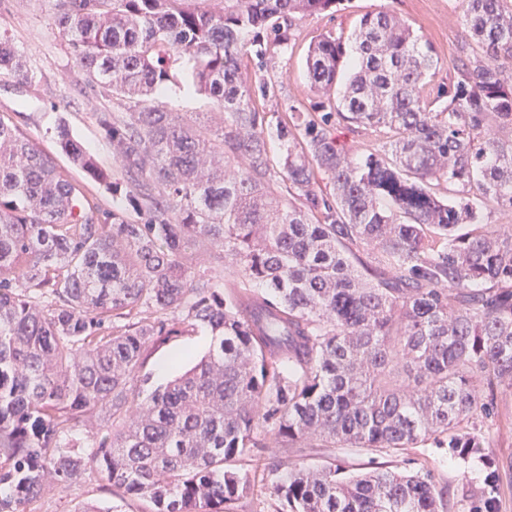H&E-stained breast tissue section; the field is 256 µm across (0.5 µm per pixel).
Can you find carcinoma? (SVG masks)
<instances>
[{"label":"carcinoma","mask_w":512,"mask_h":512,"mask_svg":"<svg viewBox=\"0 0 512 512\" xmlns=\"http://www.w3.org/2000/svg\"><path fill=\"white\" fill-rule=\"evenodd\" d=\"M219 2V9L210 4ZM341 0H56L57 29L100 112L114 181L66 122L72 165L117 192L104 211L0 115V512H30L46 479L94 473L120 504L76 512H235L257 475L237 466L273 430L285 448L397 451L431 443L481 463L467 512H497L484 422L512 389V0H461L474 65L433 87L438 58L388 12L351 44L309 47L317 112H259L273 85L244 59L296 40ZM185 71L224 114L213 127L159 95ZM0 73L31 81L0 36ZM381 145L348 156L332 123ZM280 144L271 163L267 137ZM321 171L329 190L320 187ZM444 186L448 198L432 192ZM213 256L198 270L193 251ZM199 329L207 352L150 399L152 351ZM112 418L95 443L76 434ZM277 512H440L432 473L339 465L272 484Z\"/></svg>","instance_id":"cac0c4a2"}]
</instances>
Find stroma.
Masks as SVG:
<instances>
[{
    "label": "stroma",
    "mask_w": 512,
    "mask_h": 512,
    "mask_svg": "<svg viewBox=\"0 0 512 512\" xmlns=\"http://www.w3.org/2000/svg\"><path fill=\"white\" fill-rule=\"evenodd\" d=\"M389 12L411 26L422 41L430 44L437 57L435 82L447 81L453 75L458 52L467 36L460 0H344L338 11L300 19L298 37L288 53L271 60L267 67L257 61L245 60L242 68L247 82L265 78L276 81L275 95L257 100L262 112H284L289 100L299 101L307 111H316L321 94L311 90L305 65L307 50L323 35L334 34L351 40L360 18L367 13ZM55 0H0V33L12 40L22 55L34 81L22 84L11 75L0 74V113L10 115L41 150L53 156L61 167H70L56 137L60 121H67L72 135L107 170H114L115 158L111 145L101 134L96 121L100 112L112 106L92 95H81L87 77L78 69L68 52L66 42L55 27ZM210 341L208 331L185 337L156 348L145 368L147 381L140 386L141 399H148L167 380L158 373L159 366L175 359L173 373L190 368L206 352ZM491 437L489 453L498 475V512H512V391L499 396L498 414L486 422ZM281 462L283 469L294 466L319 467L341 462L354 472L381 469L396 471H431L438 486L449 488L444 512H464L460 492L483 483L485 471L481 465L460 467L450 459L447 449L422 445L396 453L372 451L349 446L336 448H285L275 435H268L267 445L242 460V468L254 470L265 477L264 484L237 505V512H276L279 503L271 493L277 473L271 472L272 462ZM93 501L99 505L112 502L111 492L103 482L89 477L70 488H59L48 482L42 497L33 504V512H73L80 504Z\"/></svg>",
    "instance_id": "1"
}]
</instances>
